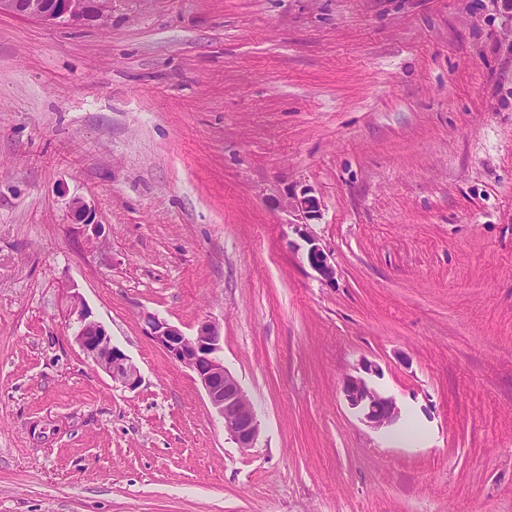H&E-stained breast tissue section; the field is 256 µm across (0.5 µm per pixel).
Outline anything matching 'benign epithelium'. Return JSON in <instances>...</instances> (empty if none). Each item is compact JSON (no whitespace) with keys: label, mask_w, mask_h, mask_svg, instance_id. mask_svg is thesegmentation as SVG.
Wrapping results in <instances>:
<instances>
[{"label":"benign epithelium","mask_w":512,"mask_h":512,"mask_svg":"<svg viewBox=\"0 0 512 512\" xmlns=\"http://www.w3.org/2000/svg\"><path fill=\"white\" fill-rule=\"evenodd\" d=\"M12 14L36 20L45 25H80L104 22L112 14V0H0V14ZM291 207L305 218L314 219L320 212V202L308 192L292 197ZM73 215L81 224L94 223L92 209L82 200L72 201ZM306 261L325 282L335 279L336 270L328 255L312 238H307ZM70 315L75 317V341L97 367L112 381L134 389L140 382L137 366L118 347L112 344L105 328L91 318L82 298L71 295ZM151 337L168 356L189 368L203 387L210 405L224 423V431L237 447H255L259 437L257 411L249 394L239 380L224 366L220 357L221 335L210 322L202 323L196 334L188 336L177 327L158 318L149 320ZM379 373V367L365 361L361 373L348 375L342 393L348 407L359 420L375 431H388L403 418L402 408L394 397L377 390L368 376Z\"/></svg>","instance_id":"7a95c632"}]
</instances>
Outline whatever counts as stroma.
Returning a JSON list of instances; mask_svg holds the SVG:
<instances>
[{"label": "stroma", "mask_w": 512, "mask_h": 512, "mask_svg": "<svg viewBox=\"0 0 512 512\" xmlns=\"http://www.w3.org/2000/svg\"><path fill=\"white\" fill-rule=\"evenodd\" d=\"M150 315L218 326L254 448ZM366 360L385 432L341 390ZM0 512H512V0L1 14ZM306 240L309 245L306 250V261L308 265L316 272L322 281H333L336 270L329 262L328 255L315 243L314 239L306 237ZM70 315L75 317L74 321L77 324L75 341L87 357L106 372L112 381L129 389L136 388L140 382L137 366L122 350L112 344L105 328L91 318V312L76 293L71 295Z\"/></svg>", "instance_id": "stroma-1"}]
</instances>
